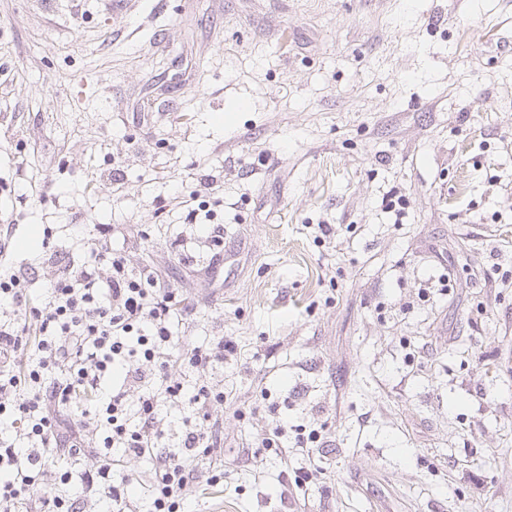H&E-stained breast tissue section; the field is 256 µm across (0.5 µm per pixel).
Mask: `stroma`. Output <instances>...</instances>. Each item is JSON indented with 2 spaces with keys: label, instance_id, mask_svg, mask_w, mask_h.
<instances>
[{
  "label": "stroma",
  "instance_id": "stroma-1",
  "mask_svg": "<svg viewBox=\"0 0 512 512\" xmlns=\"http://www.w3.org/2000/svg\"><path fill=\"white\" fill-rule=\"evenodd\" d=\"M125 3L0 0V266L43 296L106 225L232 342L168 368L224 389L189 512H512V0ZM200 209L191 208L186 216V220H188V223L194 224L196 226V232H197V240L199 239V242L202 243H209V249L212 250V255L210 257V263L208 265L211 266V261L214 263H217L219 260L222 259V267L224 261V241H223V230L217 225L216 228H213L211 231L209 228V224H197L196 219L198 216V212ZM202 240V241H200Z\"/></svg>",
  "mask_w": 512,
  "mask_h": 512
}]
</instances>
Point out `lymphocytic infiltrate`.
<instances>
[{
  "mask_svg": "<svg viewBox=\"0 0 512 512\" xmlns=\"http://www.w3.org/2000/svg\"><path fill=\"white\" fill-rule=\"evenodd\" d=\"M91 246L94 262L61 267L38 305L22 272H0V427L20 429L26 442L20 448L0 438V512H84L88 497L97 512H132L127 479L112 477L119 455L152 461L148 512H182L197 480L194 461L217 446L209 410L223 402V388L200 385L185 394L167 369L175 359L195 368L223 359V341L193 345L173 336L170 319L183 303L158 273L130 268L113 251L108 229H99ZM31 325L33 344L26 337ZM136 357L152 364V374L131 367ZM88 392L94 409L65 418L64 410ZM164 401L190 409L171 451L160 446ZM91 439L100 447L98 463L81 473L80 496L46 486L48 459L61 449L82 459Z\"/></svg>",
  "mask_w": 512,
  "mask_h": 512,
  "instance_id": "lymphocytic-infiltrate-1",
  "label": "lymphocytic infiltrate"
}]
</instances>
